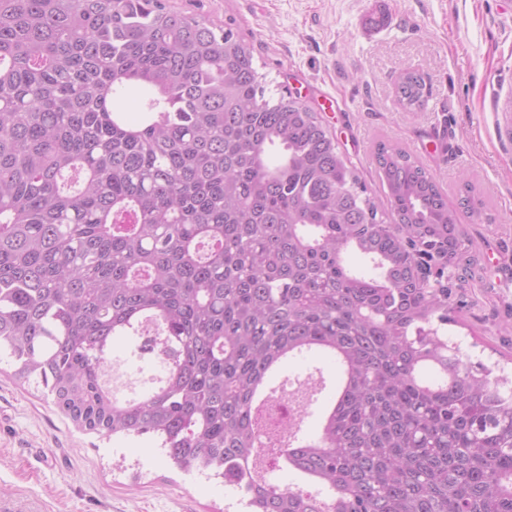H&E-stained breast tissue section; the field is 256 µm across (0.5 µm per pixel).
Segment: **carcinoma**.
I'll use <instances>...</instances> for the list:
<instances>
[{"label": "carcinoma", "instance_id": "1", "mask_svg": "<svg viewBox=\"0 0 512 512\" xmlns=\"http://www.w3.org/2000/svg\"><path fill=\"white\" fill-rule=\"evenodd\" d=\"M231 25L165 0H0V351L71 418L150 435L248 512H512V380L445 325L477 251L442 187L384 140V201L297 98L266 97ZM144 92L145 119L114 107ZM395 94L421 112L419 71ZM461 207L482 202L462 185ZM370 258L355 274L343 254ZM151 323L161 385L119 401L113 343ZM344 371L320 433L266 431L254 395L303 350ZM307 413L313 386L289 392ZM315 492L259 483L279 466Z\"/></svg>", "mask_w": 512, "mask_h": 512}]
</instances>
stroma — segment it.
<instances>
[{"label":"stroma","instance_id":"35a3bbf8","mask_svg":"<svg viewBox=\"0 0 512 512\" xmlns=\"http://www.w3.org/2000/svg\"><path fill=\"white\" fill-rule=\"evenodd\" d=\"M175 11L233 24L266 81L314 109L370 196L383 192L373 146L385 138L418 158L458 207L462 176L484 203L462 213L480 254L458 290L448 337L473 361L512 367V0H167ZM384 17L382 26L373 18ZM432 94L408 113L395 95L405 69ZM453 130L451 146L437 142ZM0 357V512H229L224 481L184 472L148 440L105 437L75 423L43 385L20 383ZM313 380L298 431L315 437L336 399L335 358L283 359L266 385Z\"/></svg>","mask_w":512,"mask_h":512}]
</instances>
